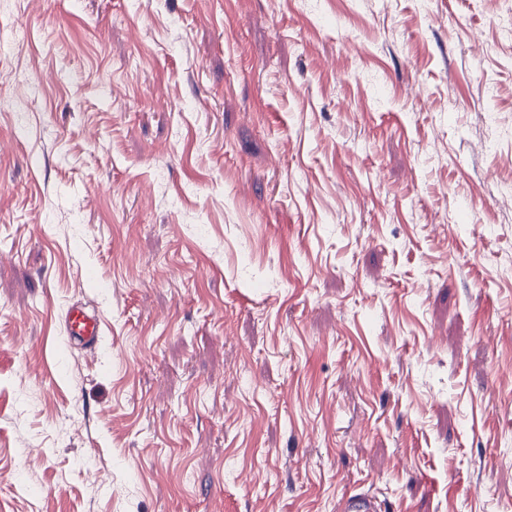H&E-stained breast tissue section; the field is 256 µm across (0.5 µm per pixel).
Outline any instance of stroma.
<instances>
[{"label":"stroma","instance_id":"stroma-1","mask_svg":"<svg viewBox=\"0 0 512 512\" xmlns=\"http://www.w3.org/2000/svg\"><path fill=\"white\" fill-rule=\"evenodd\" d=\"M358 491L512 512V0H0V512ZM62 322L72 344L84 350L99 347L104 334V323L95 311L82 305H73L63 314Z\"/></svg>","mask_w":512,"mask_h":512}]
</instances>
